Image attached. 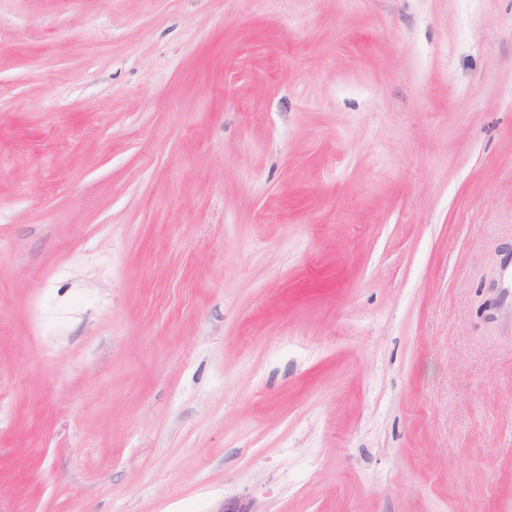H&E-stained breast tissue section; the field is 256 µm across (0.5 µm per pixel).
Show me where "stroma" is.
I'll return each mask as SVG.
<instances>
[{
	"mask_svg": "<svg viewBox=\"0 0 512 512\" xmlns=\"http://www.w3.org/2000/svg\"><path fill=\"white\" fill-rule=\"evenodd\" d=\"M0 512H512V0H0Z\"/></svg>",
	"mask_w": 512,
	"mask_h": 512,
	"instance_id": "obj_1",
	"label": "stroma"
}]
</instances>
